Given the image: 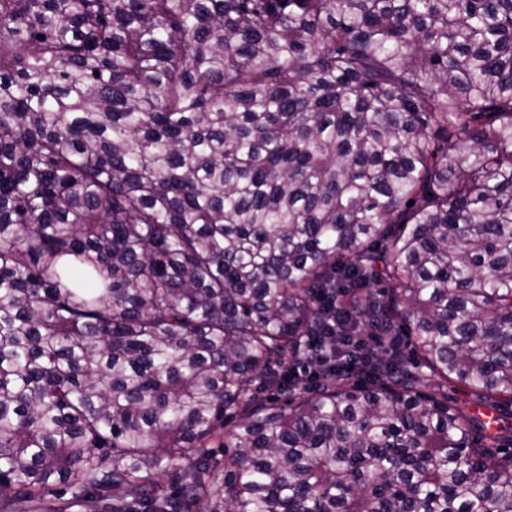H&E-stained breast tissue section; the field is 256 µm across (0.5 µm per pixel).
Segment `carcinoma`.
Here are the masks:
<instances>
[{
    "mask_svg": "<svg viewBox=\"0 0 512 512\" xmlns=\"http://www.w3.org/2000/svg\"><path fill=\"white\" fill-rule=\"evenodd\" d=\"M0 512H512V0H0Z\"/></svg>",
    "mask_w": 512,
    "mask_h": 512,
    "instance_id": "carcinoma-1",
    "label": "carcinoma"
}]
</instances>
